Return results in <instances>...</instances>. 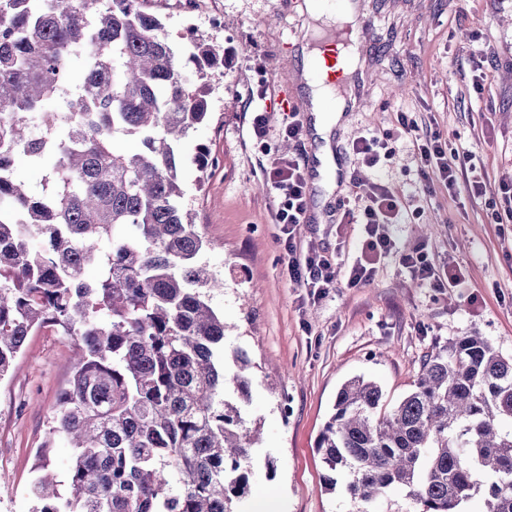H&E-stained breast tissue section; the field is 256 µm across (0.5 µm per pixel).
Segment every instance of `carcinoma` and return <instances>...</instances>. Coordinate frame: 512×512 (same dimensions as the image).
<instances>
[{
	"label": "carcinoma",
	"mask_w": 512,
	"mask_h": 512,
	"mask_svg": "<svg viewBox=\"0 0 512 512\" xmlns=\"http://www.w3.org/2000/svg\"><path fill=\"white\" fill-rule=\"evenodd\" d=\"M145 2L0 0V380L34 331L79 340L38 452L33 512H236L250 490L249 360L237 353L226 392L224 318L209 298L223 282L200 261L208 240L179 172L183 140L210 116L208 73L186 77ZM190 44L213 68L214 46ZM120 135L142 149L123 152ZM22 159L44 167L41 192L16 178ZM61 443L72 448L64 494L49 473ZM318 448L327 486L362 512L396 487L420 512H460L482 490L485 512H512V357L457 336L421 359L391 408L355 377Z\"/></svg>",
	"instance_id": "1"
}]
</instances>
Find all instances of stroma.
Returning a JSON list of instances; mask_svg holds the SVG:
<instances>
[{
    "label": "stroma",
    "mask_w": 512,
    "mask_h": 512,
    "mask_svg": "<svg viewBox=\"0 0 512 512\" xmlns=\"http://www.w3.org/2000/svg\"><path fill=\"white\" fill-rule=\"evenodd\" d=\"M359 2L372 16L361 33L364 79L353 111L332 134L331 151L344 156L346 169L356 168L353 138L368 130L393 134L401 112L473 148L484 174L479 198L419 189L413 152L394 136L393 155L362 174L404 194L406 223L386 228L398 248H422L439 269L460 267L464 286L419 284L392 254L378 260L373 282L362 288L341 277L314 294L292 281L286 236L273 221L281 200L262 170L267 154H286L287 142L273 133L265 145L255 144L244 105L263 84L304 103L295 40L306 32L307 13L291 0H197L187 12L175 0L152 4L179 49L193 32L223 56L224 75L211 84L210 118L181 146V180L185 202L211 242L202 260L224 281L210 299L227 326L225 371L236 372L238 351L251 360L244 415L259 423L262 440L249 508L271 498L277 512H359L360 503L343 490L326 488L327 466L317 449L337 392L350 378L376 381L392 406L411 391L420 357L453 337L476 333L512 356V224L493 223L489 209L501 184L512 182V0ZM216 12L223 26L210 22ZM477 59L492 84L483 93L471 83ZM201 148L215 161L203 173L194 162ZM353 200L349 182L330 194L313 186L309 205L323 218L298 226V249L334 264L359 258L364 227L342 221V204ZM77 345L55 328L38 330L0 380V512H32L36 453Z\"/></svg>",
    "instance_id": "stroma-1"
}]
</instances>
